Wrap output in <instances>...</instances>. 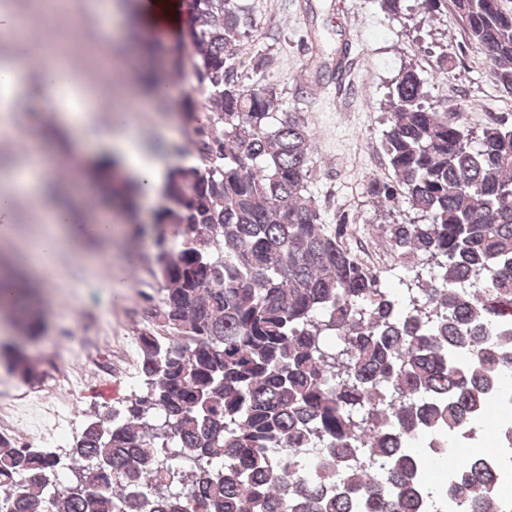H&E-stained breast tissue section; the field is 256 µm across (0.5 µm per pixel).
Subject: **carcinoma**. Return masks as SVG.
<instances>
[{"instance_id":"cac0c4a2","label":"carcinoma","mask_w":512,"mask_h":512,"mask_svg":"<svg viewBox=\"0 0 512 512\" xmlns=\"http://www.w3.org/2000/svg\"><path fill=\"white\" fill-rule=\"evenodd\" d=\"M415 2L429 20L453 7L512 95V10ZM184 5L169 42L132 12L136 46L201 94L178 100L196 162L166 171L153 216L159 296L136 332L139 390L91 413L64 449L1 435L0 512H507L509 470L451 449L512 387V114L474 131L425 104L415 66L393 80L389 172L371 191L418 214L382 225L396 260L436 264L401 298L347 246L355 224L323 223L308 124L278 111L274 89L242 81L254 7ZM119 166L102 156L87 172L135 218L140 187L116 183ZM0 304L20 335L43 331L28 285ZM6 358L21 382L42 380L25 344ZM443 463L447 486L433 489Z\"/></svg>"}]
</instances>
